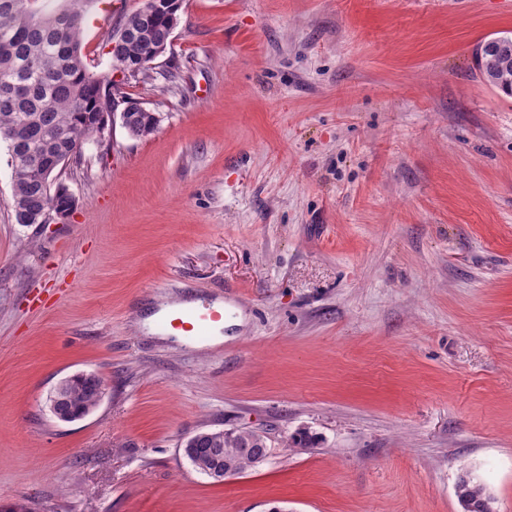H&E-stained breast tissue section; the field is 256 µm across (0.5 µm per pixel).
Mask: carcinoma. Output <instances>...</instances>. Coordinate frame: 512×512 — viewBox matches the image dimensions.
I'll return each instance as SVG.
<instances>
[{
	"instance_id": "obj_1",
	"label": "carcinoma",
	"mask_w": 512,
	"mask_h": 512,
	"mask_svg": "<svg viewBox=\"0 0 512 512\" xmlns=\"http://www.w3.org/2000/svg\"><path fill=\"white\" fill-rule=\"evenodd\" d=\"M96 0H0V143L10 156L12 210L18 224H41L45 212L68 213L74 197L58 182L64 165L82 156L87 141L110 143L114 117L131 138L150 135L160 115L121 91L110 74L89 70L80 35ZM157 0L120 18L107 35L113 62L129 75L123 81L152 79L150 57L165 48L182 3ZM474 65L482 80L512 97V36L481 41ZM64 406L88 412L98 401L95 382L67 378L58 388ZM267 437L237 429L207 431L186 457L205 475L215 469L235 475L263 463ZM455 494L462 512H495L489 488L464 475Z\"/></svg>"
}]
</instances>
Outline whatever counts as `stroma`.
Returning <instances> with one entry per match:
<instances>
[{
    "instance_id": "stroma-1",
    "label": "stroma",
    "mask_w": 512,
    "mask_h": 512,
    "mask_svg": "<svg viewBox=\"0 0 512 512\" xmlns=\"http://www.w3.org/2000/svg\"><path fill=\"white\" fill-rule=\"evenodd\" d=\"M142 0H98L83 54ZM512 0H183L161 116L60 179L67 218L18 224L0 145V508L512 512V100L473 50ZM224 303L195 347L147 318ZM98 373L58 420L64 379ZM254 429L223 482L184 443ZM308 432L316 442L293 448ZM99 390L102 392L100 401L103 396V385H99ZM57 394L64 400L65 407L81 409L84 416L99 402L95 382L84 376H81L80 379H75L72 376L67 378L58 388ZM455 494L462 512H495L496 498L493 493L470 475L459 478Z\"/></svg>"
}]
</instances>
